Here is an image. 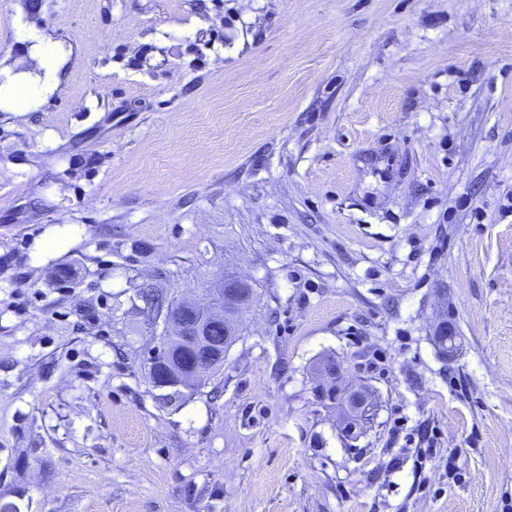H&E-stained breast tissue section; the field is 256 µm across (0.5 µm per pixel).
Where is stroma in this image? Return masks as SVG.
I'll list each match as a JSON object with an SVG mask.
<instances>
[{"instance_id": "35a3bbf8", "label": "stroma", "mask_w": 512, "mask_h": 512, "mask_svg": "<svg viewBox=\"0 0 512 512\" xmlns=\"http://www.w3.org/2000/svg\"><path fill=\"white\" fill-rule=\"evenodd\" d=\"M33 33L70 54L0 110V505L512 512V0H0L1 67ZM228 271L241 336L163 405L137 290ZM73 224H54L47 227L35 239L32 256L41 262H48L59 257L69 247L80 241ZM319 376L317 398L320 401L332 398L330 402L336 406L342 433L348 439H356L372 418L375 405L372 392L364 384H344L342 368L337 362L333 367L323 364Z\"/></svg>"}]
</instances>
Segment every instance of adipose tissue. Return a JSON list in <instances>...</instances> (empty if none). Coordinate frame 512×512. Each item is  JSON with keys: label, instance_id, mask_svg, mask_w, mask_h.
Here are the masks:
<instances>
[{"label": "adipose tissue", "instance_id": "1", "mask_svg": "<svg viewBox=\"0 0 512 512\" xmlns=\"http://www.w3.org/2000/svg\"><path fill=\"white\" fill-rule=\"evenodd\" d=\"M29 56L38 63L37 72L21 76L11 68H0V109L21 116L41 105L59 85V71L67 56L59 44L31 36Z\"/></svg>", "mask_w": 512, "mask_h": 512}]
</instances>
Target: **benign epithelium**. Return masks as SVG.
I'll return each instance as SVG.
<instances>
[{
	"mask_svg": "<svg viewBox=\"0 0 512 512\" xmlns=\"http://www.w3.org/2000/svg\"><path fill=\"white\" fill-rule=\"evenodd\" d=\"M248 291V281L237 277L233 279V285L214 289L204 302L184 300L178 311H172L170 306L161 311L164 323L174 328L173 339L182 345L180 352L190 357V361L175 364L166 359L162 350L154 354L149 362V372L157 389L181 391L224 361L229 349L224 319L236 317L248 304ZM319 376L317 398L321 401L329 397L333 399L342 433L348 439L356 438L372 418L375 405L372 392L364 384L344 383L338 363L333 367L323 364Z\"/></svg>",
	"mask_w": 512,
	"mask_h": 512,
	"instance_id": "7a95c632",
	"label": "benign epithelium"
}]
</instances>
